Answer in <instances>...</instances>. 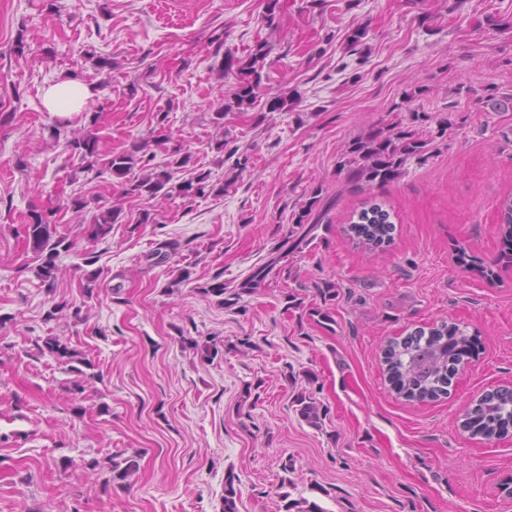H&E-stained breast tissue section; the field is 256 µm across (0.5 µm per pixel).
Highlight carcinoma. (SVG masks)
<instances>
[{
  "instance_id": "obj_1",
  "label": "carcinoma",
  "mask_w": 512,
  "mask_h": 512,
  "mask_svg": "<svg viewBox=\"0 0 512 512\" xmlns=\"http://www.w3.org/2000/svg\"><path fill=\"white\" fill-rule=\"evenodd\" d=\"M269 54L267 42L257 41L249 54L247 65L240 67L244 73L238 87L233 92V104L222 105L214 112L213 123L224 126L225 113L236 108L241 112L254 107L261 83V70ZM68 145L73 153L80 156L84 169L94 170L102 175L106 172L122 180L123 195L146 202L159 204L172 198L192 200L196 197L220 196L224 194V184L213 182L210 172L193 171L184 179L178 173L186 170L191 162V154L176 148L172 151L173 160L163 165H153L154 156L147 155V144H134L121 153L101 156L98 141L92 134L72 133ZM424 143L411 132L393 131L378 127L352 142L349 154L351 159L341 164L347 170L349 181L361 188H370L395 180L409 158L423 152ZM321 191L313 188L299 211L292 214L296 237L293 248L298 249L306 242V237L317 227H305L313 211L320 207ZM366 208L358 215V221L349 225L348 235L356 244L373 250L392 240L395 225L389 221L390 215L377 203L365 202ZM122 209L114 205H102L91 216L86 227L91 240L104 239L112 231V225L119 223ZM500 223L506 226V237L512 240V196L504 198L499 206ZM27 249L39 260L36 277L42 282L53 284L55 279V259L63 252L70 251L73 242L66 236H53L49 221L39 213L34 220L22 225ZM279 259L272 258L257 268L240 288L231 292L224 282L202 287L206 295L222 296L231 293L233 299H240L244 293L251 294L265 283ZM471 337L465 328L457 323L440 321L427 326H418L404 337L390 339L383 349V362L386 373L397 394L408 400H434L449 393V387L459 371L465 357L469 355ZM50 353L72 363L81 361L79 353L60 342L56 337L44 340ZM300 414L310 423L317 425L320 420V406L316 399L302 397ZM464 426L485 439L499 438L512 427V388L502 387L481 395L467 411ZM139 470L137 456L122 460L109 459V476L105 484L125 486L131 475ZM222 512H238L237 491L234 475L228 474L224 480Z\"/></svg>"
}]
</instances>
